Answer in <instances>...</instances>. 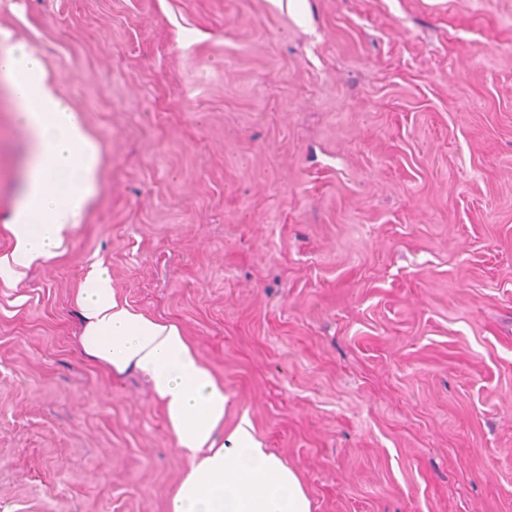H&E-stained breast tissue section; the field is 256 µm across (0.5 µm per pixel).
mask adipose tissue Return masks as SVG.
Segmentation results:
<instances>
[{"instance_id":"obj_1","label":"adipose tissue","mask_w":512,"mask_h":512,"mask_svg":"<svg viewBox=\"0 0 512 512\" xmlns=\"http://www.w3.org/2000/svg\"><path fill=\"white\" fill-rule=\"evenodd\" d=\"M0 87L15 106L27 145L6 222L12 262L27 268L59 255L82 224L101 188L100 148L63 86L2 29ZM76 304L84 356L115 376L140 373L164 407L168 433L185 461L169 512H314L297 472L263 448L249 420L219 439L231 397L177 324L131 307L99 265L83 277Z\"/></svg>"}]
</instances>
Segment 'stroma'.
<instances>
[{"instance_id":"obj_1","label":"stroma","mask_w":512,"mask_h":512,"mask_svg":"<svg viewBox=\"0 0 512 512\" xmlns=\"http://www.w3.org/2000/svg\"><path fill=\"white\" fill-rule=\"evenodd\" d=\"M101 150L14 268L0 91V512H166L147 380L81 354L99 263L178 324L314 512H512V0H0Z\"/></svg>"}]
</instances>
